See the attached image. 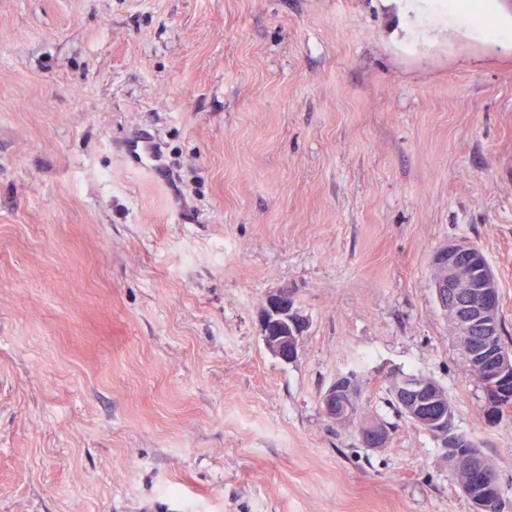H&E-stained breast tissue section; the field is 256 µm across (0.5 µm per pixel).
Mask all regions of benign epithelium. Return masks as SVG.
<instances>
[{
	"instance_id": "obj_1",
	"label": "benign epithelium",
	"mask_w": 512,
	"mask_h": 512,
	"mask_svg": "<svg viewBox=\"0 0 512 512\" xmlns=\"http://www.w3.org/2000/svg\"><path fill=\"white\" fill-rule=\"evenodd\" d=\"M485 256L475 245L456 240L440 248L433 258L435 291L439 306L458 335V341L480 372L488 425L495 426L512 410V395L504 390L512 377V352L498 344L500 296L497 281L490 272L477 275ZM308 327L295 300L286 289L268 294L260 311L261 337L265 348L288 363L299 353ZM393 390L418 427L441 439L449 460L468 461L475 479L464 489L471 512H492L502 507L499 480H490L491 463L473 442L453 430V411L446 391L432 379L398 374ZM359 386L349 375H339L321 397L324 415L334 424L355 421L361 442L368 448H382L388 432L357 406Z\"/></svg>"
}]
</instances>
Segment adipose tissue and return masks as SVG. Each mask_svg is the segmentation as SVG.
<instances>
[{
    "mask_svg": "<svg viewBox=\"0 0 512 512\" xmlns=\"http://www.w3.org/2000/svg\"><path fill=\"white\" fill-rule=\"evenodd\" d=\"M403 27L417 28L429 34L442 19L481 31L499 44L512 46V26L500 19L496 0H437L435 9L422 8L420 0H405L401 7Z\"/></svg>",
    "mask_w": 512,
    "mask_h": 512,
    "instance_id": "ef3b65f1",
    "label": "adipose tissue"
}]
</instances>
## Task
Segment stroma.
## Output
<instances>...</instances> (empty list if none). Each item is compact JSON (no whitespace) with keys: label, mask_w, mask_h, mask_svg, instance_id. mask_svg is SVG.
<instances>
[{"label":"stroma","mask_w":512,"mask_h":512,"mask_svg":"<svg viewBox=\"0 0 512 512\" xmlns=\"http://www.w3.org/2000/svg\"><path fill=\"white\" fill-rule=\"evenodd\" d=\"M391 0H0V512H471L387 378L447 391L512 512L433 256L512 347V48L397 42ZM151 137L165 180L127 144ZM285 288L298 357L265 348ZM355 375L389 431L321 396ZM307 327L308 322L288 289L266 296L260 311V329L264 346L272 355L285 363L293 361ZM359 386L350 375H339L321 397L324 415L334 424L356 421L361 442L368 448H383L389 440L388 432L357 406Z\"/></svg>","instance_id":"stroma-1"}]
</instances>
